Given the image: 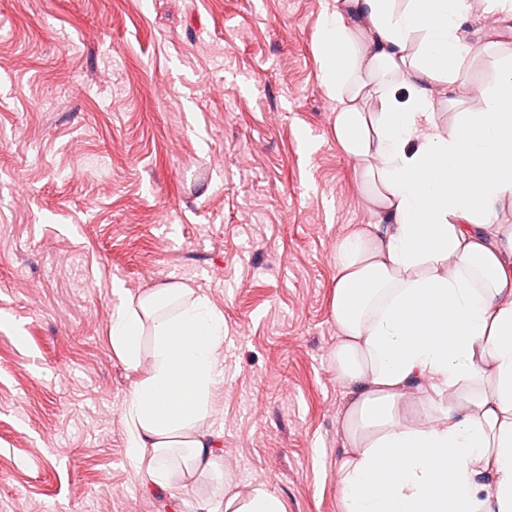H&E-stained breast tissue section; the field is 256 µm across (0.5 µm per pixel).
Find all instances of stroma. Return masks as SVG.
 <instances>
[{
	"instance_id": "1",
	"label": "stroma",
	"mask_w": 512,
	"mask_h": 512,
	"mask_svg": "<svg viewBox=\"0 0 512 512\" xmlns=\"http://www.w3.org/2000/svg\"><path fill=\"white\" fill-rule=\"evenodd\" d=\"M331 0H0V512H198L225 487L341 512L336 246L376 214L332 131ZM487 19L441 125L512 54ZM224 314L220 473L130 460L116 286Z\"/></svg>"
}]
</instances>
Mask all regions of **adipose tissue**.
<instances>
[{"instance_id": "ef3b65f1", "label": "adipose tissue", "mask_w": 512, "mask_h": 512, "mask_svg": "<svg viewBox=\"0 0 512 512\" xmlns=\"http://www.w3.org/2000/svg\"><path fill=\"white\" fill-rule=\"evenodd\" d=\"M477 2L512 16V0H332L314 35L333 132L378 215L336 248L343 512H512V65L480 111L437 117ZM110 339L137 376L122 415L137 469L168 487L174 448L185 472L215 469L201 423L224 381L223 313L183 282L124 292ZM200 512L286 506L260 485Z\"/></svg>"}]
</instances>
